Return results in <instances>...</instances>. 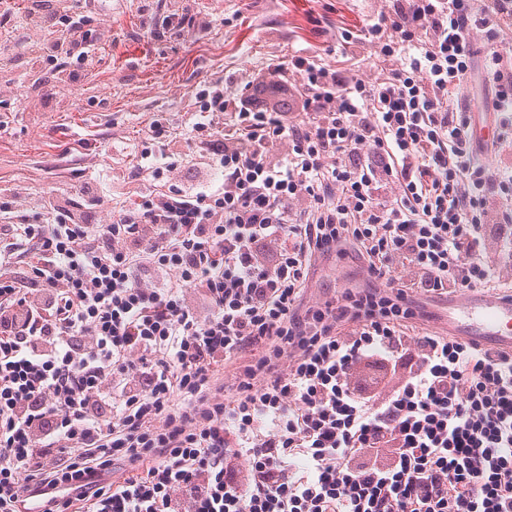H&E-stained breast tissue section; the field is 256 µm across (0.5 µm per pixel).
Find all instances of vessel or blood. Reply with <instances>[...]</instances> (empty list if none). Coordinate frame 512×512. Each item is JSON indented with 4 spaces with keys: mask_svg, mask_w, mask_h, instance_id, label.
I'll use <instances>...</instances> for the list:
<instances>
[{
    "mask_svg": "<svg viewBox=\"0 0 512 512\" xmlns=\"http://www.w3.org/2000/svg\"><path fill=\"white\" fill-rule=\"evenodd\" d=\"M448 330L480 343L512 349V292L468 290L448 298Z\"/></svg>",
    "mask_w": 512,
    "mask_h": 512,
    "instance_id": "b4317fda",
    "label": "vessel or blood"
}]
</instances>
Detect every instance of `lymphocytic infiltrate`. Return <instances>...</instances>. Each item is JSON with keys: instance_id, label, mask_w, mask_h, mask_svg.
<instances>
[{"instance_id": "1", "label": "lymphocytic infiltrate", "mask_w": 512, "mask_h": 512, "mask_svg": "<svg viewBox=\"0 0 512 512\" xmlns=\"http://www.w3.org/2000/svg\"><path fill=\"white\" fill-rule=\"evenodd\" d=\"M88 2L0 0V61L92 65ZM511 35L512 0H392L336 40L407 55L374 80L302 49L196 90L190 141L221 185L170 182L145 146L159 186L109 224L51 200L12 225L0 512H512V353L402 332L423 315L404 275L441 296L512 267V173L478 160L458 98L483 56L512 144ZM355 251L368 287L308 305L314 262ZM375 356L405 374L367 399L352 379Z\"/></svg>"}]
</instances>
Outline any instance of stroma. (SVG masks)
I'll use <instances>...</instances> for the list:
<instances>
[{
  "instance_id": "stroma-1",
  "label": "stroma",
  "mask_w": 512,
  "mask_h": 512,
  "mask_svg": "<svg viewBox=\"0 0 512 512\" xmlns=\"http://www.w3.org/2000/svg\"><path fill=\"white\" fill-rule=\"evenodd\" d=\"M143 0H101L97 23L110 34L92 70L76 72L41 98L37 75L17 69L0 87V199L28 201L65 195L91 182L80 197L85 219L107 224L132 190L152 189L136 179L135 147L157 115H165V143L179 154L174 178L195 183L208 172L188 137L200 116L194 93L207 81L249 73L282 62L299 49L324 52L338 31L363 28L384 0H181L179 7L209 20L202 32L178 42L152 39L142 26ZM358 263L333 258L317 262L306 297L333 298L358 285Z\"/></svg>"
}]
</instances>
